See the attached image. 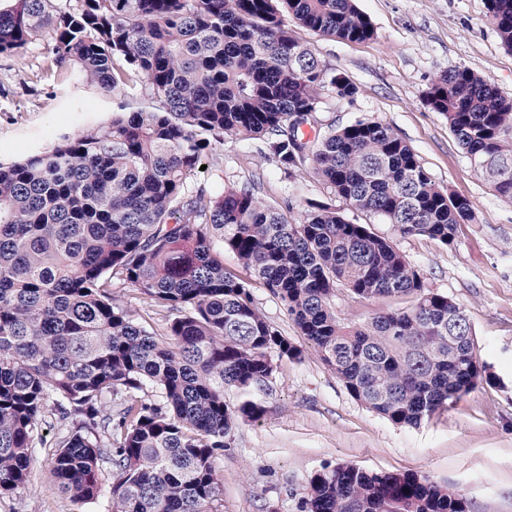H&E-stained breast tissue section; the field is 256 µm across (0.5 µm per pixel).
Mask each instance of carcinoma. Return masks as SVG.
<instances>
[{"label": "carcinoma", "mask_w": 512, "mask_h": 512, "mask_svg": "<svg viewBox=\"0 0 512 512\" xmlns=\"http://www.w3.org/2000/svg\"><path fill=\"white\" fill-rule=\"evenodd\" d=\"M323 37L374 35L355 0H12L0 7V55L48 39L62 82L121 93L143 79L156 105L61 136L0 164V496L28 484L46 418L60 431L51 459L73 503L105 512H219L215 460L238 420L224 387L268 382L271 354L303 350L266 320L250 280L224 267L214 240L277 297L349 394L400 426H418L486 382L465 311L424 286L420 270L368 224L327 205L293 204L247 186L209 201L192 191L224 137L259 140L289 169L313 172L351 209L401 237L452 242L471 202L433 180L387 124L360 118L306 136L322 91L358 88L286 26ZM512 48V0H488ZM426 104L448 119L471 163L512 201V98L467 67L439 75ZM170 313L158 340L114 302L112 280ZM401 304L348 325L333 305ZM152 387L157 398L146 397ZM304 512H469L462 493L410 472L338 464L309 481Z\"/></svg>", "instance_id": "carcinoma-1"}]
</instances>
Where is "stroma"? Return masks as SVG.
Here are the masks:
<instances>
[{"mask_svg":"<svg viewBox=\"0 0 512 512\" xmlns=\"http://www.w3.org/2000/svg\"><path fill=\"white\" fill-rule=\"evenodd\" d=\"M374 26L365 41L323 38L309 43L359 91L350 100L323 92L316 117L323 127L367 116L386 123L417 154L434 180L468 198L475 221L460 225L453 242L397 238L399 250L421 270L425 286L466 312L479 356L499 379L479 385L419 427H401L355 401L312 349L301 360L275 358L272 379L254 397L259 421L239 424L216 459L223 483L221 512H303L310 476L323 466L351 463L370 471L414 472L461 491L471 512H512V202L501 198L470 162L426 94L455 67L491 79L512 97V48L505 46L486 0H357ZM141 80L112 97L79 83L61 85L46 39L22 55L0 56V163L41 151L57 137L108 120L118 107L151 106ZM196 180L216 195L227 186L253 187L271 205L292 198L295 213L343 202L310 168L284 170L256 144L225 139ZM365 223L363 214L345 210ZM112 296L137 322L164 338L167 317L137 289L113 282ZM29 484L0 497V512H104L103 502L77 505L56 487L49 461L59 432L42 429Z\"/></svg>","mask_w":512,"mask_h":512,"instance_id":"stroma-1","label":"stroma"}]
</instances>
